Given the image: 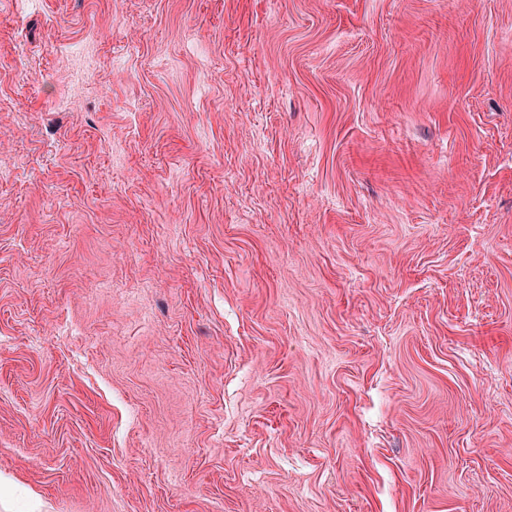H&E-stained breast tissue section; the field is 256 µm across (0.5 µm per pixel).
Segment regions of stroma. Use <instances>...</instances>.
Segmentation results:
<instances>
[{
    "mask_svg": "<svg viewBox=\"0 0 512 512\" xmlns=\"http://www.w3.org/2000/svg\"><path fill=\"white\" fill-rule=\"evenodd\" d=\"M0 512H512V0H0Z\"/></svg>",
    "mask_w": 512,
    "mask_h": 512,
    "instance_id": "obj_1",
    "label": "stroma"
}]
</instances>
